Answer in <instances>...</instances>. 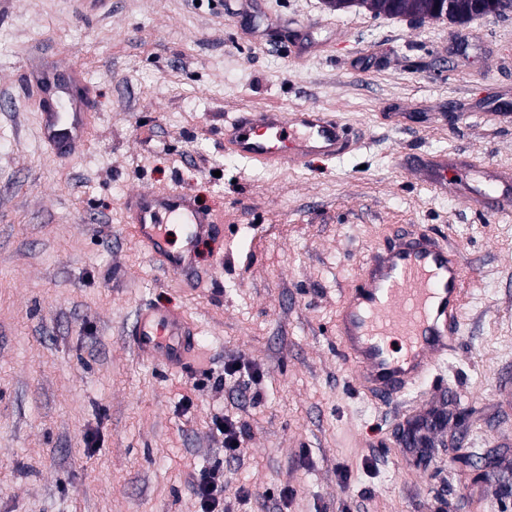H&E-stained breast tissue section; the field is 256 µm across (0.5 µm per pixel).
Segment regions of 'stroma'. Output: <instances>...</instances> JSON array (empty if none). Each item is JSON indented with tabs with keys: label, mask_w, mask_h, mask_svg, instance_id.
<instances>
[{
	"label": "stroma",
	"mask_w": 512,
	"mask_h": 512,
	"mask_svg": "<svg viewBox=\"0 0 512 512\" xmlns=\"http://www.w3.org/2000/svg\"><path fill=\"white\" fill-rule=\"evenodd\" d=\"M43 63L94 87L87 141L63 158L21 82ZM266 106L335 113L353 146L276 169L226 154L225 120ZM413 153L512 172V13L460 26L324 0H0V512H198L192 476L217 461L229 512H512V213L437 191ZM474 169L447 179L474 185ZM176 187L223 225L188 284L123 210ZM412 229L458 251L464 320L383 403L356 387L336 314L372 252ZM146 303L196 325L184 370L128 345ZM218 412L250 428L237 457Z\"/></svg>",
	"instance_id": "1"
}]
</instances>
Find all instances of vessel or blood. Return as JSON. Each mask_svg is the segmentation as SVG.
<instances>
[{
  "label": "vessel or blood",
  "mask_w": 512,
  "mask_h": 512,
  "mask_svg": "<svg viewBox=\"0 0 512 512\" xmlns=\"http://www.w3.org/2000/svg\"><path fill=\"white\" fill-rule=\"evenodd\" d=\"M40 97V130L57 153L79 150L88 133L90 87L80 70L67 79L55 71L27 74ZM350 133L340 118L315 108L285 112L278 108L244 109L224 124V150L257 164L295 166L341 157ZM459 155L411 158L410 168L424 169L441 184L448 168L467 166ZM483 189L475 202L512 199V175L483 171ZM135 235L173 276L196 273V249L220 226L191 195L177 189H141L123 202ZM184 226V244L171 249L166 224ZM463 269L455 248L427 234L399 236L379 248L361 267L340 300L336 339L354 369V380L379 401L396 399L422 381L446 355L459 335L464 297ZM139 355L168 369L182 368L197 344L193 325L182 309L149 304L140 308L127 331Z\"/></svg>",
  "instance_id": "1"
}]
</instances>
